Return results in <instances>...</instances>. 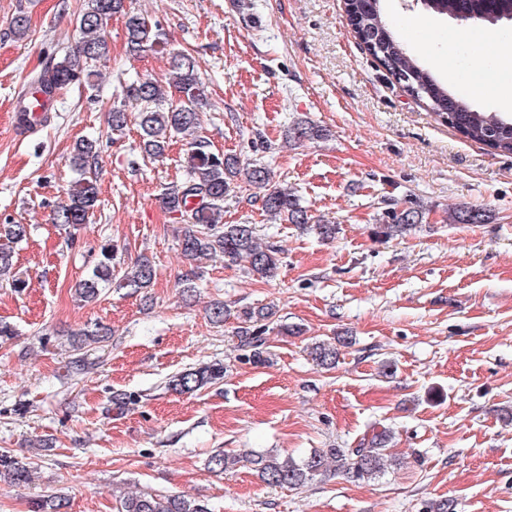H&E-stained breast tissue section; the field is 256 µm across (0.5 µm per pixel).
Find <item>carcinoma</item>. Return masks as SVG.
<instances>
[{"mask_svg": "<svg viewBox=\"0 0 512 512\" xmlns=\"http://www.w3.org/2000/svg\"><path fill=\"white\" fill-rule=\"evenodd\" d=\"M345 5L354 33L393 79L425 101L432 112L467 138L512 154V119L474 110L463 94L452 92L439 82L397 36L385 12L384 0H345ZM425 8L438 15L465 21L475 31L494 21L512 20V0H427ZM116 15L124 19L128 55L138 57L147 51H163L168 46L165 33L158 24L127 8V0H86V7L77 17L81 39L73 50L45 67L36 80L35 91L50 102L57 91L69 85L91 83L94 67L108 55L106 28ZM168 64L171 72L169 86L182 96L178 103L167 101L157 82L138 79L125 86L124 103L112 107L109 119L116 132L123 131L128 122H135L140 130L143 151L153 158L163 156L173 139L179 136L190 138L186 177L166 187L161 197L164 208L179 216L178 242L182 256L194 262L221 255L230 265L245 260L253 276L266 280L277 276L279 251L262 247L252 225L224 223V196L240 180L263 190L262 208L267 214L312 232L324 241L335 239L337 225L313 215L302 205L294 189L272 183L267 167L255 164L244 168L237 157L208 148L207 142L197 135L200 108L206 96L195 60L186 50L171 49ZM329 136L328 129L308 117L297 119L288 129V139L293 142L326 140ZM99 149L95 140L82 139L76 143L70 163L78 179L66 200L54 209L52 223L66 230H76L90 221L98 202L96 160ZM383 204L374 227V234L378 236L403 237L423 222L424 207L416 201L388 199ZM487 218L485 211L479 208L461 207L453 210L450 223L483 224ZM26 235L23 224L0 225L1 278L12 273L14 245ZM112 260V245L102 246L92 270L75 285V293L81 300H98L103 287L112 284ZM154 277L151 262L141 260L119 277L116 287L127 288L133 294L140 293L151 286ZM268 317L269 312L262 308L246 307L237 311L241 342L250 348V358L255 362L265 359L261 322ZM110 336L111 328L102 325L72 334L75 356L71 358L70 368L73 372L82 373L90 365L83 349L105 343ZM311 355L318 364L329 367L336 363L338 348L333 343H318L313 345ZM223 379L224 364L204 363L174 376L169 386L179 393H193ZM390 440L389 433L376 432L363 439L356 448H329L299 460L261 452L242 457L218 453L210 458L209 469L223 472L245 462L268 485L301 487L314 477L327 474L332 463L336 475L354 481H370L384 472V459L390 456ZM0 480L19 487L28 484L29 463L8 450H1ZM119 504L117 512H211L204 502L179 494L140 492L121 498ZM66 508L64 498L47 496L34 500L30 512H65Z\"/></svg>", "mask_w": 512, "mask_h": 512, "instance_id": "carcinoma-1", "label": "carcinoma"}]
</instances>
